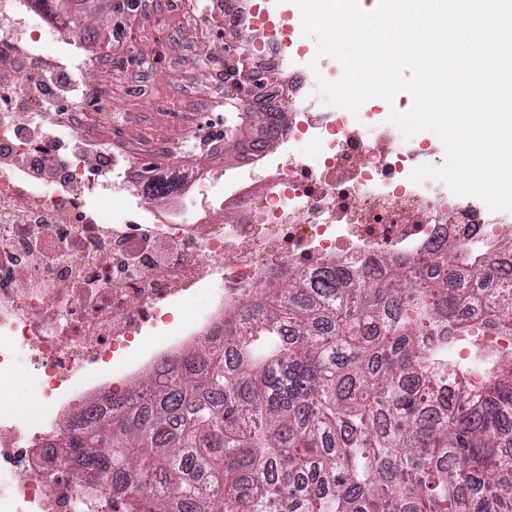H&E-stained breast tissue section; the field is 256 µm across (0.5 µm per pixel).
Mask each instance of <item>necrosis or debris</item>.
<instances>
[{
    "label": "necrosis or debris",
    "mask_w": 512,
    "mask_h": 512,
    "mask_svg": "<svg viewBox=\"0 0 512 512\" xmlns=\"http://www.w3.org/2000/svg\"><path fill=\"white\" fill-rule=\"evenodd\" d=\"M268 15L259 0H228L224 18L263 32L257 74L291 75L285 86L263 80L250 102L273 123L282 97L297 102L279 152L251 148L228 174L173 163L157 178L179 200L150 203L136 161L83 129L94 62L85 44L60 37L33 0H0V384L36 373L44 408L35 427L0 411V512H97L76 481L63 493L50 486L37 448L65 432L73 402L100 389L111 412L121 384L198 341L275 273L419 261L466 244L472 224L484 240L512 237V212L438 179L411 181L439 145L311 97V57ZM48 122L70 128L73 147H48ZM308 142L310 160L299 154ZM369 153L371 165L358 166ZM219 205L233 223H215ZM195 295L204 308L154 336Z\"/></svg>",
    "instance_id": "4bbe7bcc"
}]
</instances>
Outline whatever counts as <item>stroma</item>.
I'll list each match as a JSON object with an SVG mask.
<instances>
[{
	"instance_id": "stroma-1",
	"label": "stroma",
	"mask_w": 512,
	"mask_h": 512,
	"mask_svg": "<svg viewBox=\"0 0 512 512\" xmlns=\"http://www.w3.org/2000/svg\"><path fill=\"white\" fill-rule=\"evenodd\" d=\"M113 2L95 0L89 20L97 35L86 134L127 150L144 170L180 160L191 139L224 135L232 82L226 50L245 40L243 29L225 23L224 0H136L118 40ZM113 109L127 113V126L103 121ZM157 140L166 143L164 153L155 150Z\"/></svg>"
}]
</instances>
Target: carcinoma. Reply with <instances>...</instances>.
I'll return each instance as SVG.
<instances>
[{
    "label": "carcinoma",
    "instance_id": "carcinoma-1",
    "mask_svg": "<svg viewBox=\"0 0 512 512\" xmlns=\"http://www.w3.org/2000/svg\"><path fill=\"white\" fill-rule=\"evenodd\" d=\"M428 262L290 269L51 448L116 512H512V274Z\"/></svg>",
    "mask_w": 512,
    "mask_h": 512
}]
</instances>
